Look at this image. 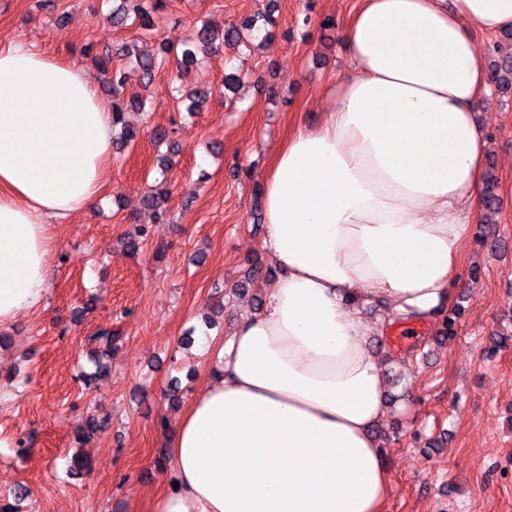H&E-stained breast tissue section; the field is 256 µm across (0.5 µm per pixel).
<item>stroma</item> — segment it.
Listing matches in <instances>:
<instances>
[{
    "label": "stroma",
    "mask_w": 512,
    "mask_h": 512,
    "mask_svg": "<svg viewBox=\"0 0 512 512\" xmlns=\"http://www.w3.org/2000/svg\"><path fill=\"white\" fill-rule=\"evenodd\" d=\"M121 2L0 0V41L90 70L94 54L131 40L132 28L112 23ZM265 4L166 0L152 42L182 46L202 24L221 30ZM354 4L278 0L269 45L220 46L191 67L187 84L209 95L199 112L175 99L176 62L147 85L128 69L127 95L145 94L151 110H126L137 138L113 150L103 200L57 227L43 306L0 330V500L22 486L19 512H150L168 489V429L216 369L210 354L186 351L181 340L202 328L215 300L224 302L220 339L261 303L262 285L235 286L250 262L276 270L261 247L262 182L278 144L298 123L321 119L326 82L346 66L340 27ZM326 17L333 26H322ZM236 65L242 81L230 92L224 75ZM477 111L500 207L490 221L472 222L452 287L455 332L441 341L438 322H414L405 343L392 329L375 339L405 391L380 429L390 477L383 512H512V96L489 92ZM158 128L180 149L163 219L146 202L159 175ZM134 224L149 229L135 255L121 245ZM116 323L124 340L109 374L84 385L86 336ZM91 415L101 428L77 445ZM79 452L88 466L75 473Z\"/></svg>",
    "instance_id": "35a3bbf8"
}]
</instances>
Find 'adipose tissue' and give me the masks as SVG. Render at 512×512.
Returning a JSON list of instances; mask_svg holds the SVG:
<instances>
[{"label":"adipose tissue","instance_id":"ef3b65f1","mask_svg":"<svg viewBox=\"0 0 512 512\" xmlns=\"http://www.w3.org/2000/svg\"><path fill=\"white\" fill-rule=\"evenodd\" d=\"M510 27L512 0H358L321 122L275 150L262 184L279 273L224 343L197 338L217 372L169 434L175 486L154 512H382L386 385L361 305L387 303L390 323L447 309L488 146L476 36ZM111 169L93 77L0 44V327L41 308L57 226Z\"/></svg>","mask_w":512,"mask_h":512}]
</instances>
